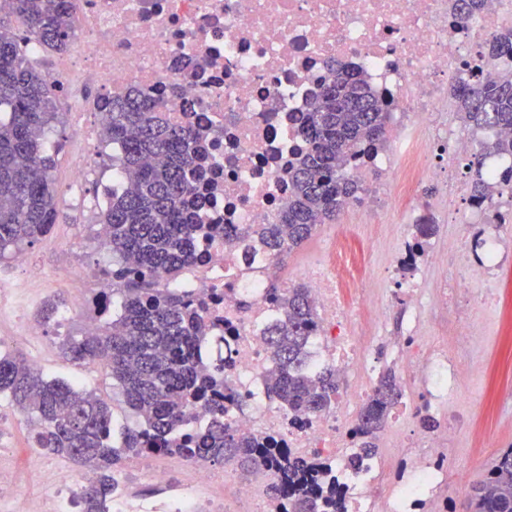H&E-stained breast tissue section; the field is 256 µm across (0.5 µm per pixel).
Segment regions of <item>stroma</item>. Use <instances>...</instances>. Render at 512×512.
<instances>
[{
    "instance_id": "stroma-1",
    "label": "stroma",
    "mask_w": 512,
    "mask_h": 512,
    "mask_svg": "<svg viewBox=\"0 0 512 512\" xmlns=\"http://www.w3.org/2000/svg\"><path fill=\"white\" fill-rule=\"evenodd\" d=\"M57 122L47 142L57 149L55 178H62L70 152L81 126L89 123L86 114L70 111V101L56 95ZM90 150L94 165L89 170L83 194L92 196L93 208L87 209L72 200L60 199L59 219L51 235L26 246L25 252L42 270L44 280L29 290L25 308L29 322L39 326L37 336L20 333L11 319L0 320V353L37 359L48 377L63 378L93 391L111 403L115 430L131 427L135 419L124 403L118 387L113 386L109 371L100 364L75 365L65 359L61 343L81 336L85 329L84 293L72 288L66 280L70 263L69 244H76L80 259L91 266H107L112 256L102 244L95 224L102 213L101 204L112 190V169L108 157L110 145L94 142ZM407 225L395 223L391 214L376 215L345 209L336 222L318 226L315 234L288 259V276L296 278L303 266L320 254L321 245L333 242L335 236H347L352 246L372 241L374 248L360 269L375 301L388 305L384 319H371L368 310H353L359 323L369 326L374 338L371 358L377 371L396 368L390 354L391 342L407 333V311L392 304L396 290L391 272L393 260L407 239ZM502 246L501 269L493 289L482 283L470 286L480 302L474 305L471 321L463 325L450 311L428 308L419 316V335L436 346L455 348L457 339L469 335L472 353L484 361L481 371L458 382L448 408L432 410L437 424L448 420L449 410L467 413L469 422L456 434L450 455L451 467L465 471L470 482L482 480L499 455L512 448V223L490 228ZM469 236L467 227L448 223L439 217L433 249L444 257L443 263L427 265L420 277L423 294H431L445 281L456 276L463 244Z\"/></svg>"
}]
</instances>
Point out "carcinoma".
<instances>
[{
    "instance_id": "1",
    "label": "carcinoma",
    "mask_w": 512,
    "mask_h": 512,
    "mask_svg": "<svg viewBox=\"0 0 512 512\" xmlns=\"http://www.w3.org/2000/svg\"><path fill=\"white\" fill-rule=\"evenodd\" d=\"M3 10L22 21L27 35L20 42L0 26V260L45 237L59 218L55 162L44 145L46 129L57 118L54 92L50 77L29 63L21 45L34 42L59 53L78 31L72 0H0ZM486 50L492 70L450 90L456 111L475 134L512 128V27H503ZM98 106L103 139L118 147L110 157L112 168L123 178L102 212L112 278L101 296L107 304L110 296H120V310L96 332L63 342L62 352L75 364L106 366L138 426L114 442L105 401L72 383L48 379L8 354H0V395L36 424L34 447L81 466L93 464L82 512H108L118 468L144 454L269 473L266 495L284 504L283 512H336V483L326 486L331 465L296 457L272 438L258 440L224 422V408L216 400L220 378L198 357L207 340L203 315L178 289L161 287L177 280L194 258L195 184L205 150L198 134L171 121L134 88ZM391 119L361 76L335 73L304 117L309 147L291 174V193L278 223L264 225L259 233L260 252L285 259L317 225L336 220L356 200L360 186L346 165L384 147ZM479 145L470 165L477 201L498 192L485 178L484 159L512 158V137ZM267 295L276 315L261 332L272 353L266 398L294 418L332 409L337 370L310 363L318 313L309 289L272 283ZM400 399L399 380L388 370L358 414L357 452L350 465L375 455L378 434ZM202 411L210 414L205 427L195 424ZM467 500L469 512H512V449L471 487Z\"/></svg>"
}]
</instances>
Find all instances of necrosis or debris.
I'll return each mask as SVG.
<instances>
[{
    "instance_id": "necrosis-or-debris-1",
    "label": "necrosis or debris",
    "mask_w": 512,
    "mask_h": 512,
    "mask_svg": "<svg viewBox=\"0 0 512 512\" xmlns=\"http://www.w3.org/2000/svg\"><path fill=\"white\" fill-rule=\"evenodd\" d=\"M82 23L77 43L51 70L55 90L70 95L72 109L87 111L81 93L94 87L112 95L136 87L161 111L204 134L208 155L195 259L182 283L201 306L209 342V365H223L233 390L225 416L234 429L255 438L273 437L296 454L341 465L354 452V407L341 402L330 412L292 422L262 398L270 352L260 331L273 305L266 287L287 283L285 264L247 252L243 236L276 223L291 190L289 173L307 148L300 119L315 103L331 70L365 75L393 114L394 143L419 127L429 135L408 150L401 177H386L388 158L374 152L353 159L349 176L364 186L356 203L368 211L403 213L411 230L435 221L443 198H418L426 179L468 195L469 142L453 137L435 115L448 109L451 86L485 72L489 38L512 23V0H485L471 18L456 16L450 0H74ZM512 222V192L459 210L458 224ZM497 240L467 241L459 279L432 296L418 282L437 253H398L394 269L409 306L444 307L449 296L469 299L473 281H492L499 264ZM320 315L314 333L315 361L351 367L369 351V341L342 304L344 293L366 295L341 249H332L302 272ZM470 351L427 347L409 333L401 362L410 382L422 385L426 409L446 404L448 394L474 366ZM461 420L401 442L414 466L398 478L392 464L372 460L360 474L337 482V512H448L449 493L463 494L469 480L448 471L447 446ZM25 470L39 486L32 492L0 463V512H74L86 479L70 475L34 452ZM150 495H134L130 469L115 475L113 512H224V487L252 502L253 512H279L260 496L255 482L232 470L192 468L174 475L152 464Z\"/></svg>"
}]
</instances>
